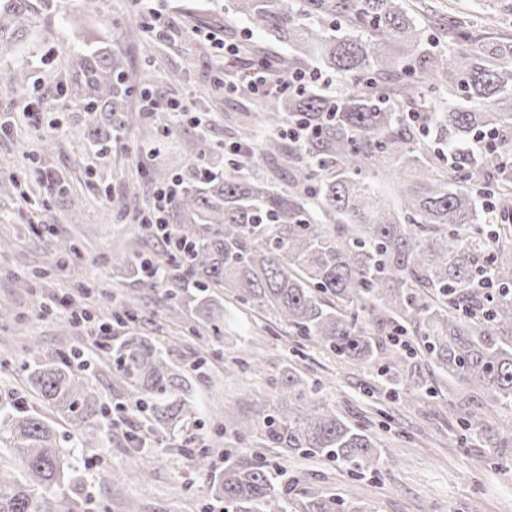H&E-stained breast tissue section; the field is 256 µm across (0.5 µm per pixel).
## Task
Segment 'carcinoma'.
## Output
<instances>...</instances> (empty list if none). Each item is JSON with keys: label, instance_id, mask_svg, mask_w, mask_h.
I'll use <instances>...</instances> for the list:
<instances>
[{"label": "carcinoma", "instance_id": "cac0c4a2", "mask_svg": "<svg viewBox=\"0 0 512 512\" xmlns=\"http://www.w3.org/2000/svg\"><path fill=\"white\" fill-rule=\"evenodd\" d=\"M51 0H0V44L14 46ZM249 31L268 46L242 47L249 64L287 78L336 72L349 82L336 95L314 84L256 98L257 121L243 125L224 167L202 149L168 210L176 270L169 296L220 330L219 290L269 313L293 336L343 361L382 365L393 391L410 406L438 394L423 388L416 349L428 362L493 401L512 406V266L495 244L512 248V56L473 38L463 23L442 33L452 49L432 52V26L403 0H234ZM68 94L102 113L88 141L108 148L112 129L128 122L135 93L153 82L109 44L81 43L67 54ZM13 93L29 98L25 71ZM434 122L448 153L425 141ZM269 134L258 139V127ZM489 141L477 148L482 135ZM251 174L239 175L244 166ZM285 169L278 187L271 172ZM394 175V197L373 179ZM497 230L485 235L489 216ZM56 263L78 252L70 238L53 245ZM117 321H135L138 297L120 302ZM392 337L388 348L376 337ZM21 350L26 381L88 444L104 402L69 358ZM117 380L153 407L158 431L175 434L196 416L189 378L159 342L127 333L109 349ZM288 406L256 411L232 431L303 457L324 456L352 473L374 470L391 455L365 425L330 406L318 387L290 371ZM13 469L0 466V512H75L56 494L75 471L42 416L0 402V441ZM512 439H489L487 456L506 459ZM283 472L258 451L227 453L209 492L225 512H287ZM304 512H362L344 499L313 497Z\"/></svg>", "mask_w": 512, "mask_h": 512}]
</instances>
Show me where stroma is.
I'll return each mask as SVG.
<instances>
[{
    "label": "stroma",
    "instance_id": "stroma-1",
    "mask_svg": "<svg viewBox=\"0 0 512 512\" xmlns=\"http://www.w3.org/2000/svg\"><path fill=\"white\" fill-rule=\"evenodd\" d=\"M226 2L158 0L160 27L145 45L122 39L111 26L116 17L145 21L138 0H101L94 12L83 0H55V14L0 57V110L18 105L9 75L19 68L30 77L31 99L46 105L38 127L0 133V242L9 247L0 253V309L14 314L13 321L0 322V401L50 418L60 446L74 451L78 481L66 493L85 512H224L223 503L209 498L206 477L195 469L180 438L151 432L148 413L128 411L133 397L117 383L107 356L94 358L87 375L108 406L102 425L109 441L78 449L71 426L26 387L18 363L7 356L26 339L37 340L47 355L81 352L87 345L77 330L67 329L63 317L43 315L39 308L41 297L73 285L53 261L51 245L59 238L78 241L83 286L109 289L97 305L101 313L125 293H137L141 335L158 340L171 361L187 371L203 352L202 343L188 341L194 317L171 311L165 287L149 288L127 276L118 255L123 243L138 239L145 257L161 262L165 256L144 228L119 214L117 203L130 197L137 208H145L154 190L149 169L185 172L203 145L232 144L243 111L253 109L252 97L228 91L212 95L209 62L183 69L184 58L207 45L208 34L228 44L242 38L246 19L225 16ZM419 3L441 23L463 20L486 43L512 45V0H406L411 8ZM90 39L114 44L131 67L151 63L156 76L151 91L161 106L154 114L137 113L103 152L78 138L94 124L93 113L82 111L51 81L63 75L69 48ZM173 102L186 106L187 115L170 117L164 107ZM49 136L54 146L48 150L44 140ZM46 171L51 181H43ZM23 267H40L45 274L32 288H22L12 273ZM220 303L219 351L208 356L205 382L194 389L197 416L189 429L195 447L210 449L212 472L223 469L225 451L255 447L254 441L225 432L223 415L251 418L259 407L287 406L282 373L289 365L306 383H320L338 413L371 425L393 458L378 473L355 477L321 456L288 458L280 449H265L267 459L294 481L288 512H303L307 499L319 494L342 496L367 512H512V461L494 466L480 446L456 444L462 433L458 411H471L493 434L508 438L512 407L493 403L428 363L423 372L437 385L438 397L405 408L390 395L378 370L337 360L314 342H299L273 318L235 301L231 292H224ZM247 355L262 361L263 371L238 366L237 358ZM142 468L153 471L151 483L137 480Z\"/></svg>",
    "mask_w": 512,
    "mask_h": 512
}]
</instances>
